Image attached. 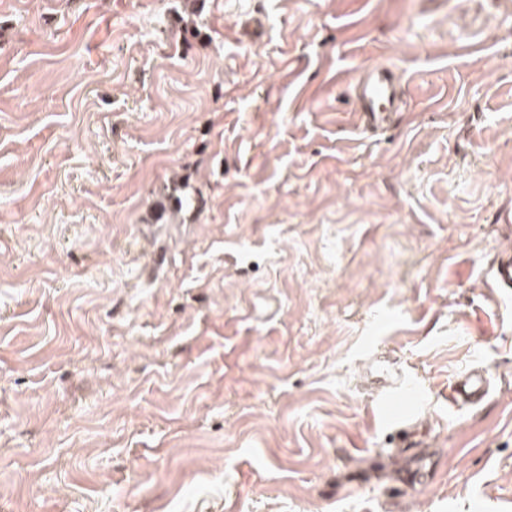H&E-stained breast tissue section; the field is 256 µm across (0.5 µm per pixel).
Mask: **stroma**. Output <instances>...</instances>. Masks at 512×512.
Returning <instances> with one entry per match:
<instances>
[{
	"instance_id": "1",
	"label": "stroma",
	"mask_w": 512,
	"mask_h": 512,
	"mask_svg": "<svg viewBox=\"0 0 512 512\" xmlns=\"http://www.w3.org/2000/svg\"><path fill=\"white\" fill-rule=\"evenodd\" d=\"M508 251L512 0H0V512H512ZM349 86L357 105V121L364 131L382 133L390 129L402 110L405 84L400 73L386 64H373L353 76ZM490 392V382L483 369L471 365L452 378L448 386V400L460 408L478 406L489 397Z\"/></svg>"
}]
</instances>
